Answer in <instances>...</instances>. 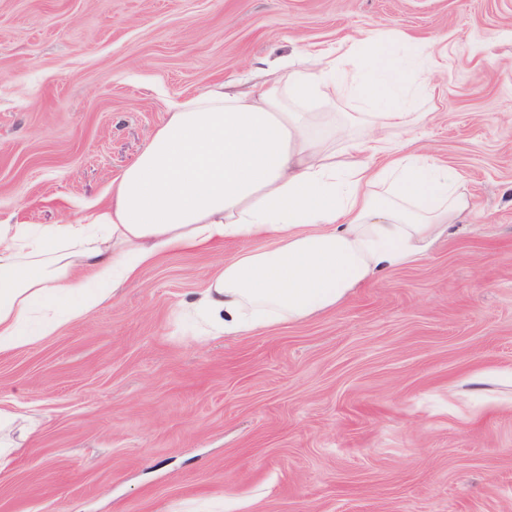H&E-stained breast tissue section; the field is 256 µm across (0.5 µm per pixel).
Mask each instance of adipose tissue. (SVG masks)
I'll use <instances>...</instances> for the list:
<instances>
[{
	"instance_id": "ef3b65f1",
	"label": "adipose tissue",
	"mask_w": 512,
	"mask_h": 512,
	"mask_svg": "<svg viewBox=\"0 0 512 512\" xmlns=\"http://www.w3.org/2000/svg\"><path fill=\"white\" fill-rule=\"evenodd\" d=\"M424 53L369 36L245 93L213 86L172 107L88 223L0 224V354L84 317L172 251L244 242L189 303L216 336L336 308L425 256L471 209L462 176L427 154L370 162L419 118L409 105L424 89ZM355 57L364 70L348 69ZM329 87L355 101L346 120L310 111ZM260 238L277 245L247 248Z\"/></svg>"
}]
</instances>
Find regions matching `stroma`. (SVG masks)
<instances>
[{"mask_svg": "<svg viewBox=\"0 0 512 512\" xmlns=\"http://www.w3.org/2000/svg\"><path fill=\"white\" fill-rule=\"evenodd\" d=\"M376 34L432 48L394 144L473 214L300 322L191 325L228 241L0 354L35 430L0 512H512V0H0V224L103 208L172 102Z\"/></svg>", "mask_w": 512, "mask_h": 512, "instance_id": "35a3bbf8", "label": "stroma"}]
</instances>
